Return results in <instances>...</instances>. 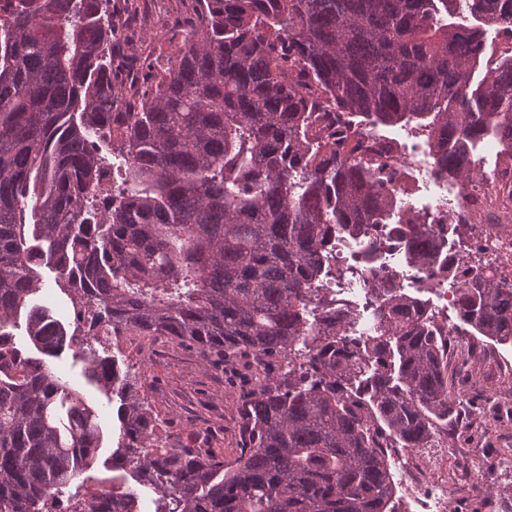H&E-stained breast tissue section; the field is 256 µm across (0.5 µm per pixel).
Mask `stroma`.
Wrapping results in <instances>:
<instances>
[{
    "label": "stroma",
    "instance_id": "35a3bbf8",
    "mask_svg": "<svg viewBox=\"0 0 512 512\" xmlns=\"http://www.w3.org/2000/svg\"><path fill=\"white\" fill-rule=\"evenodd\" d=\"M124 24L118 39L126 54L137 56L138 69L119 70L122 81L146 85L152 66L163 67L166 57L155 54L159 36L184 40L197 22L194 0H112ZM120 356L132 368H146L142 391L147 406L168 419L172 444L182 448H213L234 458L240 444V412L252 385L245 370L229 371L206 363L193 347L159 337L147 340L137 333L123 336ZM458 344L473 348L474 358L448 361V373L469 400L462 418L440 427L448 440V460L440 478L455 482V512H512V418L497 408L512 401V347L458 336ZM70 384L99 409L103 441L95 459L68 489L85 497L112 490V440L116 434L115 406L108 403L83 376L82 362L71 353L60 359Z\"/></svg>",
    "mask_w": 512,
    "mask_h": 512
}]
</instances>
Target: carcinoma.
<instances>
[{"mask_svg": "<svg viewBox=\"0 0 512 512\" xmlns=\"http://www.w3.org/2000/svg\"><path fill=\"white\" fill-rule=\"evenodd\" d=\"M0 512H53L100 448L99 414L46 358L73 354L119 400L112 486L73 512H396L383 433L431 447L464 400L425 304L373 273L375 323L319 287L343 234L391 233L432 271L441 229L402 209L362 121L411 128L441 179L512 161V57L475 80L512 0H196L197 24L144 91L112 77L111 0H0ZM65 323L32 303L41 269ZM456 330L512 346V278L469 262ZM25 324V338L15 333ZM135 331L257 380L231 460L178 448L96 345ZM43 277H44V281H45V284H46V289H43V292H41L38 296H37V299L39 301H43V302H56L57 300H55V295L57 296H60V297H64L63 295H61L59 293L58 290L56 289H52L53 285H54V279H53V275L51 273H49L48 271H43ZM55 290L57 291V293L55 294ZM55 310L57 312V314L59 315V317L61 319H63L64 321L66 322H71L73 320V313H72V308H71V304H70V301L69 300H66L65 303L63 304H59L58 301L56 302V307H55Z\"/></svg>", "mask_w": 512, "mask_h": 512, "instance_id": "carcinoma-1", "label": "carcinoma"}]
</instances>
